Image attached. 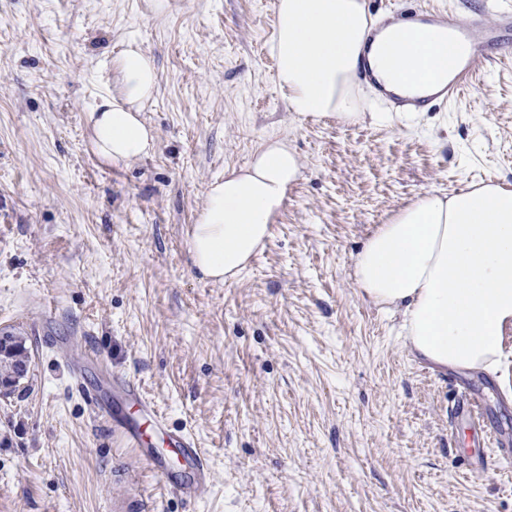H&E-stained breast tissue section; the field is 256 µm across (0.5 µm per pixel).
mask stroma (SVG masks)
Instances as JSON below:
<instances>
[{"instance_id": "35a3bbf8", "label": "stroma", "mask_w": 512, "mask_h": 512, "mask_svg": "<svg viewBox=\"0 0 512 512\" xmlns=\"http://www.w3.org/2000/svg\"><path fill=\"white\" fill-rule=\"evenodd\" d=\"M459 19L512 0H367ZM275 0H0V330L30 370L0 388V512H512L495 451L473 476L450 437L455 389L490 374L412 353L401 315L365 299L354 261L416 195L512 189V51L453 104L409 122L341 125L288 112L268 47ZM134 41L160 82L142 116L151 157L101 160L90 107ZM287 139L302 176L263 248L230 282L203 277L188 232L210 182ZM137 383L208 456L193 500L127 447L89 398Z\"/></svg>"}]
</instances>
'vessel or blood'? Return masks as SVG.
Returning a JSON list of instances; mask_svg holds the SVG:
<instances>
[{
    "label": "vessel or blood",
    "instance_id": "b4317fda",
    "mask_svg": "<svg viewBox=\"0 0 512 512\" xmlns=\"http://www.w3.org/2000/svg\"><path fill=\"white\" fill-rule=\"evenodd\" d=\"M420 21L424 24L448 27L456 41L466 42L472 46L474 56L464 61L455 60L453 77L446 83L436 85L431 96L389 94V101L402 112L421 110L433 99L440 101L453 99L463 89L475 66L476 56L482 55L486 46L495 44L500 32H512V10L500 11L491 21L480 18L467 22H460L452 17L445 18L426 11L423 12ZM114 384L129 401L140 407L143 413L142 418L150 419L154 431L162 435L167 447L178 449L192 464L193 481L178 483V490L193 497H199L206 493L210 484V465L205 453L197 447L192 436L181 430L170 429L134 384L119 377L115 378ZM449 418L452 426L466 425L473 445L479 449L478 454L471 456L468 461L469 470H476L482 463L483 458L480 451L484 448L498 449L504 460L512 462V448L506 447L502 432L489 424L485 399L481 394L467 389L458 393ZM141 420L127 416L116 417L112 420V427L121 434L127 446L138 448L145 441V431Z\"/></svg>",
    "mask_w": 512,
    "mask_h": 512
}]
</instances>
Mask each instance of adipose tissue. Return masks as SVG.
Wrapping results in <instances>:
<instances>
[{
    "label": "adipose tissue",
    "instance_id": "ef3b65f1",
    "mask_svg": "<svg viewBox=\"0 0 512 512\" xmlns=\"http://www.w3.org/2000/svg\"><path fill=\"white\" fill-rule=\"evenodd\" d=\"M366 0H276L269 53L288 111L306 119L356 124L369 67L388 91L419 95L447 80L450 57L466 46L432 25L396 23L370 33ZM117 93L99 95L89 114L93 145L109 163L151 156L154 129L142 106L158 89L155 63L136 42L113 58ZM301 163L287 140H268L239 169L209 184L190 231L197 270L215 281L238 278L263 246ZM363 296L403 316L411 350L437 368L495 375L512 395L503 334L512 328V189L480 184L453 196L417 195L365 241L354 264Z\"/></svg>",
    "mask_w": 512,
    "mask_h": 512
}]
</instances>
